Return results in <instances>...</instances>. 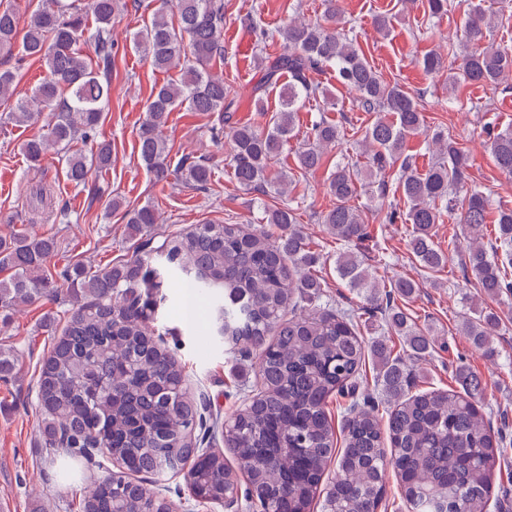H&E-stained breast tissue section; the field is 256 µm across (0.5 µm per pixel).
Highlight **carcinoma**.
<instances>
[{
  "instance_id": "cac0c4a2",
  "label": "carcinoma",
  "mask_w": 512,
  "mask_h": 512,
  "mask_svg": "<svg viewBox=\"0 0 512 512\" xmlns=\"http://www.w3.org/2000/svg\"><path fill=\"white\" fill-rule=\"evenodd\" d=\"M323 22L294 17L281 30L284 51L267 61L262 82L254 88L260 112L263 96L280 88L281 109L264 126L235 124L229 130L230 164L245 190H290L288 174L271 179V161L294 136L300 103L323 98L337 105L311 74L332 68L336 80L358 93V106L376 113L360 146L365 169L339 161L328 177L335 205L320 216L327 232L346 243L370 236L361 212L350 200L364 193L383 199L394 190L406 212L389 206L388 224L398 219L412 226L409 246L420 267L438 272L448 264L435 244L434 225L455 216L465 226V255L472 275L487 298L512 290L506 268L512 267V209L490 211L479 190L457 191L468 180L470 159L450 136L437 131L429 147L435 160L417 171L406 154L407 139L424 130L415 96L385 81L369 63L344 26L339 0H323ZM173 13L156 10L133 36L136 51L160 71L176 69L180 78L152 90L138 131L140 157L157 182L175 174L196 186L211 178L206 159L171 166L162 137L169 113L176 108L217 115L212 137L220 141L224 123L234 111L236 93L213 62L224 58V0H172ZM125 0H40L23 36L10 8L0 9V53L43 63L45 75L31 93L16 100L5 119L28 123L42 112L53 113L46 131L24 142L33 166L49 152L61 157L66 178L86 183L91 168L112 166V145L96 143L86 156L73 143L95 139L109 101L115 41L112 22ZM93 16L95 26L88 23ZM256 57L266 61L269 32L254 18ZM496 13L478 0L468 15L460 52L432 50L423 68L448 72L459 82L512 90V49L486 41ZM91 45L87 55L83 45ZM313 142L296 152L297 167L314 172L325 153L344 137L337 124L322 119L311 129ZM491 157L499 170L512 175V127L486 129ZM398 168L395 188L386 171ZM129 236H147L160 215L149 203L125 213ZM265 224H200L111 267L91 272L75 266L54 285L43 268L56 248L49 237L12 233L0 237V268L12 271L0 280V311L30 304L44 296L65 294L76 303L62 336L41 367L37 399L41 409L42 447L65 457L83 448H102L123 469L94 479L81 512H176L168 498L146 493L133 474L162 479L191 462L188 495L211 503L224 492L238 490V474L246 475L244 498L253 512H310L322 475L336 461V479L328 489L323 512H377L387 469L398 481L409 512H487L491 472L504 452L503 437L486 419L480 400L481 379L466 367L456 369L458 390L411 391L406 360H422L432 338L410 322L396 300L411 299L417 283L398 277L380 285L372 268L347 251L336 257V272L366 305L383 315L388 330L405 339L408 359L391 356L386 340H364L351 315L322 302L323 284L312 273L319 256L297 228L290 204L264 211ZM495 227L502 257H491L481 242L487 224ZM279 229L272 237L266 225ZM184 275L186 287L213 295L210 320L231 352L257 358L259 388L245 396L229 416L213 414L210 402L186 391L184 367L173 349L155 339V312L166 299L168 274ZM501 316L483 308L467 317L462 332L489 358L496 355L493 336ZM377 363V395H355L366 354ZM15 350L0 348V376L13 373ZM353 395L342 426L343 447L329 419L333 395ZM387 404L381 427L376 403ZM233 449L236 467L224 456L204 454L214 435Z\"/></svg>"
}]
</instances>
